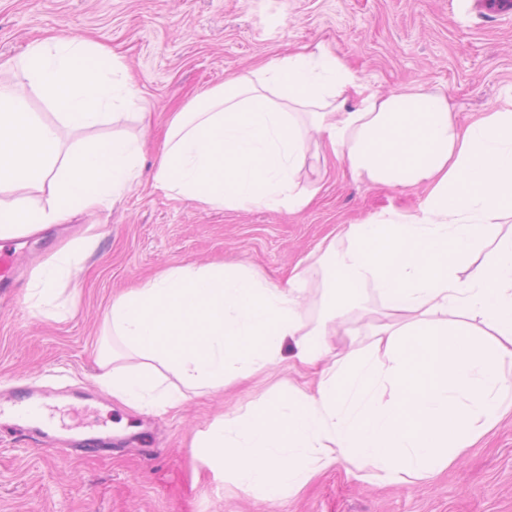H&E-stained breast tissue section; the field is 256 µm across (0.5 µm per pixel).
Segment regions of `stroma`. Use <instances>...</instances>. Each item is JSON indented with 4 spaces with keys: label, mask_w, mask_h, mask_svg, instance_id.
I'll return each instance as SVG.
<instances>
[{
    "label": "stroma",
    "mask_w": 512,
    "mask_h": 512,
    "mask_svg": "<svg viewBox=\"0 0 512 512\" xmlns=\"http://www.w3.org/2000/svg\"><path fill=\"white\" fill-rule=\"evenodd\" d=\"M478 0H0V79L48 35L109 47L133 77L114 119L64 135L66 145L110 135L144 142L141 176L111 207L0 242L14 253L11 288L0 293V390L16 383L51 391L63 433L107 427L149 433L150 452L63 459L0 427V512H512V415L432 477L406 483L354 478L347 460L300 494L271 496L214 480L196 435L215 421L260 408L304 371L285 358L221 393L188 394L179 407L136 409L104 395L100 341L112 300L178 265L243 264L286 283L305 271L300 308L307 327L330 296L324 240L337 228L391 213H419L426 183L357 178L346 163L305 167L321 190L305 208L209 209L166 194L153 175L169 113L230 73H245L299 49L325 48L379 93L420 87L445 95L459 124L512 102V11ZM62 250L77 255L74 277L51 298L33 283ZM92 397L73 409L68 389Z\"/></svg>",
    "instance_id": "obj_1"
}]
</instances>
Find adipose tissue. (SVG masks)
Here are the masks:
<instances>
[{
	"instance_id": "ef3b65f1",
	"label": "adipose tissue",
	"mask_w": 512,
	"mask_h": 512,
	"mask_svg": "<svg viewBox=\"0 0 512 512\" xmlns=\"http://www.w3.org/2000/svg\"><path fill=\"white\" fill-rule=\"evenodd\" d=\"M14 66L56 114L47 122L26 111L22 83L0 81V239L108 206L136 181L140 154L117 137L62 145V130L97 126L128 98L127 84L108 77L118 66L110 51L48 38ZM312 130L355 176L427 182L420 213L350 225L310 338L301 274L281 287L241 264L168 268L113 300L107 324L123 351L106 352L99 381L126 403L150 396L172 408L288 351L320 365L315 393L277 395L201 432L216 479L296 492L342 459L376 464L358 471L363 481L430 477L512 412V381L500 371L512 361V235L497 237L494 225L512 217V109L463 128L445 96L382 95L330 51L298 53L229 76L171 113L154 185L213 209L303 208L318 191L298 181ZM43 191L50 207L32 202ZM489 241L491 257L479 259ZM369 288L384 307L368 325L370 349L338 354L328 338Z\"/></svg>"
}]
</instances>
